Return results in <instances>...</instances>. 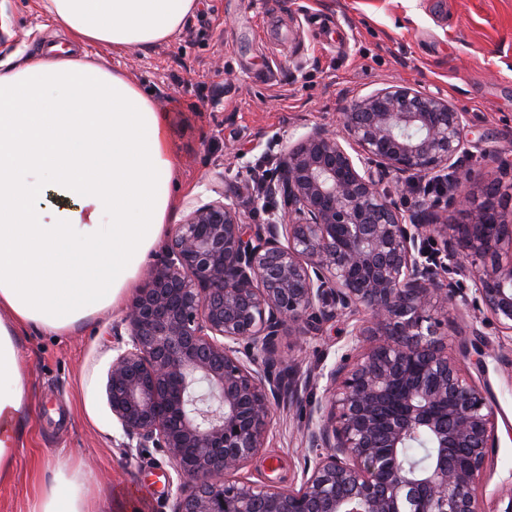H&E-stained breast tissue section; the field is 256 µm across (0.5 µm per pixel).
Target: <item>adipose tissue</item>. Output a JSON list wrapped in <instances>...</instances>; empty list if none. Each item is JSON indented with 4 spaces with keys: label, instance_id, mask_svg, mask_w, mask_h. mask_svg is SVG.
Wrapping results in <instances>:
<instances>
[{
    "label": "adipose tissue",
    "instance_id": "ef3b65f1",
    "mask_svg": "<svg viewBox=\"0 0 512 512\" xmlns=\"http://www.w3.org/2000/svg\"><path fill=\"white\" fill-rule=\"evenodd\" d=\"M75 50L0 69V483L13 474L28 388L22 331L63 336L132 288L176 219L168 115L87 49L175 38L200 0H41ZM29 512H92L90 475L49 462Z\"/></svg>",
    "mask_w": 512,
    "mask_h": 512
}]
</instances>
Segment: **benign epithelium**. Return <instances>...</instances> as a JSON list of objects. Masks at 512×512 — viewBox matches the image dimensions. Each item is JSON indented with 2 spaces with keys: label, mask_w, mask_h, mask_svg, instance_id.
I'll return each mask as SVG.
<instances>
[{
  "label": "benign epithelium",
  "mask_w": 512,
  "mask_h": 512,
  "mask_svg": "<svg viewBox=\"0 0 512 512\" xmlns=\"http://www.w3.org/2000/svg\"><path fill=\"white\" fill-rule=\"evenodd\" d=\"M337 112L347 144L317 126L282 154L267 223H243L226 194L192 208L155 255L112 328V420L124 447L171 462V512H512V487L481 508L494 415L440 318L461 295L447 273L467 272L475 302L512 335V233L485 235L480 172L406 216L382 189L390 175L442 180L468 117L404 85ZM450 208L469 223H447ZM342 315L360 317L368 346L327 373L329 408L306 430L320 452L300 488L235 478L264 447L274 406L297 393L280 337ZM419 432L431 439L423 467L402 452Z\"/></svg>",
  "instance_id": "obj_1"
}]
</instances>
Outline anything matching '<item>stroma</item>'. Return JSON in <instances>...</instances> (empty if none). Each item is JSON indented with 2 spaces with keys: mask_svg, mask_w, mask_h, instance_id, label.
Instances as JSON below:
<instances>
[{
  "mask_svg": "<svg viewBox=\"0 0 512 512\" xmlns=\"http://www.w3.org/2000/svg\"><path fill=\"white\" fill-rule=\"evenodd\" d=\"M0 29L14 40L0 61L15 63L64 42L38 0H0ZM124 73L169 112L167 139L179 160L178 214L237 194L243 220L266 223L255 168L282 154L315 126L340 131L337 107L403 83L467 113V152L451 181L483 172L512 189V0H201L174 40L108 53ZM123 308L52 338L23 332L30 403L15 470L0 483V512H28L56 455L74 453L94 478V512H171L174 470L157 450L126 452L105 396L112 326ZM351 320L308 335L282 336L286 372L301 383L297 400L275 407L264 448L241 478L280 489L301 485L311 450L306 426L326 401L325 374L352 354ZM450 344L480 332L483 369H461L494 402L498 446L480 483L483 502L512 481V339L472 303L447 314Z\"/></svg>",
  "mask_w": 512,
  "mask_h": 512,
  "instance_id": "35a3bbf8",
  "label": "stroma"
}]
</instances>
